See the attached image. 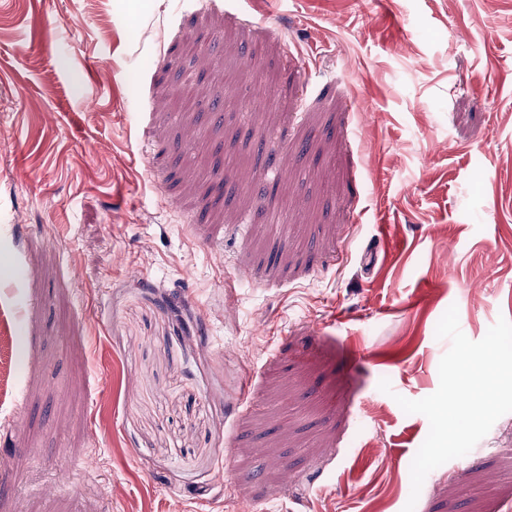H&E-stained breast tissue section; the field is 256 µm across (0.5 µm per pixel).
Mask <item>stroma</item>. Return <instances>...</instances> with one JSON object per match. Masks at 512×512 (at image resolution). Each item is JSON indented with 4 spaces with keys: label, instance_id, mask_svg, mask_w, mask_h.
Returning a JSON list of instances; mask_svg holds the SVG:
<instances>
[{
    "label": "stroma",
    "instance_id": "1",
    "mask_svg": "<svg viewBox=\"0 0 512 512\" xmlns=\"http://www.w3.org/2000/svg\"><path fill=\"white\" fill-rule=\"evenodd\" d=\"M0 130V512H512L397 402L512 320V0H0Z\"/></svg>",
    "mask_w": 512,
    "mask_h": 512
}]
</instances>
